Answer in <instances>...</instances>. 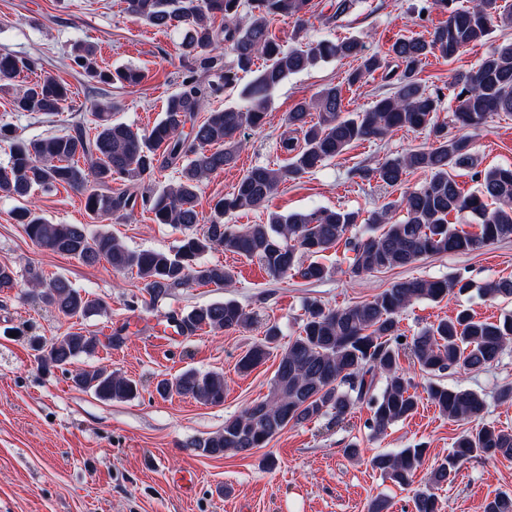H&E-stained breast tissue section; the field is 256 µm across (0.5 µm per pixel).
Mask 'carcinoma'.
Wrapping results in <instances>:
<instances>
[{"label": "carcinoma", "mask_w": 512, "mask_h": 512, "mask_svg": "<svg viewBox=\"0 0 512 512\" xmlns=\"http://www.w3.org/2000/svg\"><path fill=\"white\" fill-rule=\"evenodd\" d=\"M127 12L160 30H181L182 54L204 74L183 79L180 90L167 99L163 115L147 131L112 120V114L94 107V132L82 123L61 133L26 140L9 124H0V142L9 144V158L0 164V196L22 200L13 219L36 246L75 258L87 265L102 261L115 272L137 276L149 301L156 302L192 283L226 288L233 282L230 270L205 263L203 256L216 249L257 259L269 277L286 276L321 281L330 267L321 262L325 253L342 243L353 253L349 271L354 276L410 266L427 256L468 253L497 242L512 240V167H480L466 135H451L448 124L461 130H478L491 116L512 114V43L495 47L471 70L453 81V98L443 107L442 89L428 88L419 77L430 56L451 61L466 47L488 39L496 24L512 27V10L497 0H477L465 6L459 0H428L427 8L447 15L430 38L400 37L384 56L364 54L362 39L327 38L297 47L281 45L270 28L280 16L293 20L296 34H305L312 17V0H126ZM229 48L235 66L223 69L218 61ZM71 65L87 77L110 85L140 84L145 75L127 66L100 68L97 49L83 42L66 50ZM357 57L359 67L348 74L352 87L377 71L390 91L376 96L363 112L346 113L343 89L327 86L288 112L279 148L287 153L284 167L257 165L247 170L232 194L217 199L202 229L198 210L200 186L210 175L234 163L244 128L265 123L271 91L289 75L315 68L333 59ZM261 60V67L255 62ZM42 69L38 57L0 54V85L6 86L23 72ZM254 73L242 89L240 102L213 110L201 123L194 115L208 101L233 87L238 73ZM70 90L60 80L44 75L29 83L13 101L18 112L55 116L64 111ZM451 112L450 121L439 112ZM426 132L431 143L358 167L351 175L399 187L407 175L421 170L424 182L408 188L384 204L367 222V233H357V211L314 209L286 215L273 212L264 224L224 223L241 209H259L287 180L302 178L353 144L382 139L398 129ZM180 165L177 181L149 195L134 188L161 169ZM471 173L477 187L464 192L448 169ZM126 189L112 192V183ZM68 187L84 198L91 218L130 216L137 205L154 215L158 224L183 231L174 250L130 249L112 233L91 231L85 224H54L36 208L31 197L37 190ZM394 209L405 211L399 222L389 221ZM466 214L479 231L467 232L450 221ZM29 283L39 302L68 318L84 319L103 309V303L72 286L64 277L45 279L32 271ZM474 282L460 274L442 279L410 278L393 283L371 299L343 307L318 301L305 305L300 332L283 348L270 393L263 400L224 420V428L193 442L202 455L224 457L263 448L288 425H301L328 414L343 419L354 409L370 411L367 426L379 436L393 423L412 415L418 405L412 378L402 369L405 358L434 381L425 392L439 413L452 420L480 418L486 400L481 394L449 387L437 377L455 369L481 370L499 361L512 346V315L482 320L466 310L408 338L400 332L398 317L414 303L438 302L448 294L465 293ZM489 299L512 297L511 279H492L481 286ZM182 333L193 336L208 328L230 331L246 328L254 316L234 300L216 301L171 316ZM278 328L266 330V341L254 345L239 360L237 370L252 371L269 354ZM96 336L70 331L49 342H37L38 366L45 371L68 366L98 348ZM74 386L101 399L128 401L138 397L139 384L116 370L90 367L71 375ZM156 392L190 397L204 405L224 403V374L187 370L173 380L162 379ZM426 449L404 448L379 453L370 465L392 483L411 485L422 467ZM512 457V432L481 424L459 435L448 456L431 472L430 482L415 493V512H438L432 487L448 480L464 462L475 457ZM484 512H512V495L501 493L486 501Z\"/></svg>", "instance_id": "1"}]
</instances>
